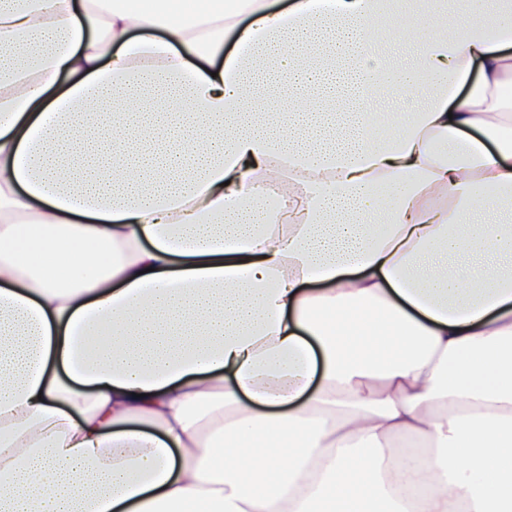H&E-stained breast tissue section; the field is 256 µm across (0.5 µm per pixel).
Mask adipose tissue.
<instances>
[{
  "instance_id": "obj_1",
  "label": "adipose tissue",
  "mask_w": 512,
  "mask_h": 512,
  "mask_svg": "<svg viewBox=\"0 0 512 512\" xmlns=\"http://www.w3.org/2000/svg\"><path fill=\"white\" fill-rule=\"evenodd\" d=\"M507 208L512 0H0V512H512Z\"/></svg>"
}]
</instances>
